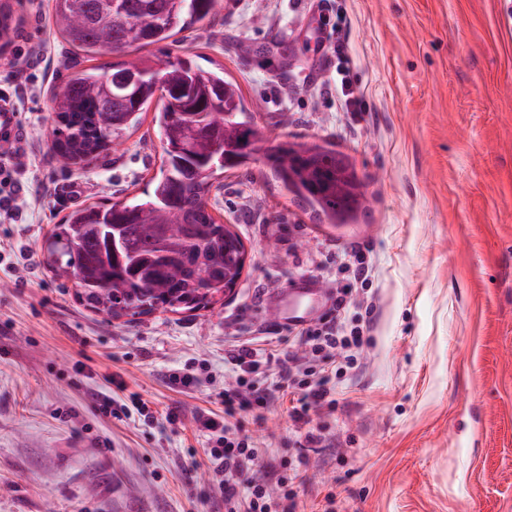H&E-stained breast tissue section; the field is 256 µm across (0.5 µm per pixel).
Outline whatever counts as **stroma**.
Listing matches in <instances>:
<instances>
[{
    "mask_svg": "<svg viewBox=\"0 0 512 512\" xmlns=\"http://www.w3.org/2000/svg\"><path fill=\"white\" fill-rule=\"evenodd\" d=\"M9 2L18 34L0 49V88L19 87L20 139L0 158L24 189L21 219L0 217V512H224L197 418L224 412L226 356L276 327L267 303L287 279L346 284L339 256L353 246L369 273L346 318H370L372 340L359 370L332 380L333 409L310 414L332 446L300 450L285 400L243 419L266 450L259 477L300 466L279 512H512L506 0H218L210 21L146 49L235 80L268 146L307 136L350 156L363 209L331 226L264 162L224 171L206 199L249 252L234 293L120 318L53 277L45 244L73 207L142 194L161 163L154 114L117 150L76 165L59 155L55 95L97 62L53 27L51 0ZM344 80L357 111L323 91ZM187 371L194 385L172 382ZM105 398L128 416H102Z\"/></svg>",
    "mask_w": 512,
    "mask_h": 512,
    "instance_id": "stroma-1",
    "label": "stroma"
}]
</instances>
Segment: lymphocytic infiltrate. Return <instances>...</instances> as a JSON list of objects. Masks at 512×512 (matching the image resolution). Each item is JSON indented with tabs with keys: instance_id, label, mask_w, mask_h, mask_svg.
I'll return each mask as SVG.
<instances>
[{
	"instance_id": "lymphocytic-infiltrate-1",
	"label": "lymphocytic infiltrate",
	"mask_w": 512,
	"mask_h": 512,
	"mask_svg": "<svg viewBox=\"0 0 512 512\" xmlns=\"http://www.w3.org/2000/svg\"><path fill=\"white\" fill-rule=\"evenodd\" d=\"M369 331L366 324L346 328L337 317L302 329L300 335L311 349L312 360L294 369L285 368L276 381L268 380L266 370L270 364L281 363L278 350L258 348L250 342L236 345L228 358L236 381L224 389L223 419L198 420L201 429L215 438L209 453L223 475L224 512H272L270 491L255 477L264 451L243 434L237 415L266 407L275 392L288 390L293 400L291 416L306 426L305 447H318L325 435L322 429L310 427L309 412L328 405L332 371L356 367Z\"/></svg>"
}]
</instances>
